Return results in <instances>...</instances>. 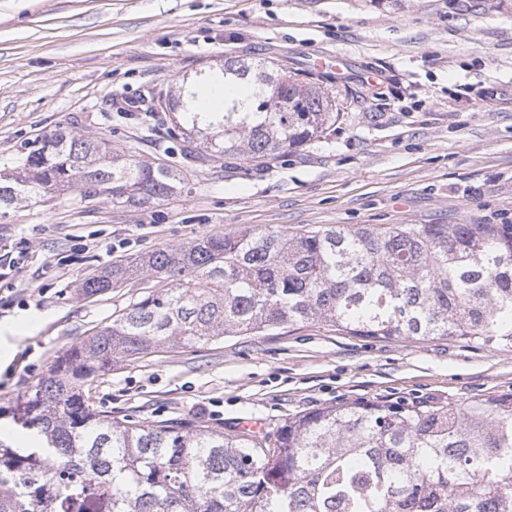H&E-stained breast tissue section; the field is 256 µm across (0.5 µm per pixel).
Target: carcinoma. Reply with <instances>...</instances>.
Wrapping results in <instances>:
<instances>
[{"instance_id": "obj_1", "label": "carcinoma", "mask_w": 512, "mask_h": 512, "mask_svg": "<svg viewBox=\"0 0 512 512\" xmlns=\"http://www.w3.org/2000/svg\"><path fill=\"white\" fill-rule=\"evenodd\" d=\"M215 71L144 111L173 114L182 158L275 157L336 123L335 97L262 62L218 69L249 107L197 112ZM184 172L112 150L67 126L0 173V208L76 189L150 207ZM167 282L59 356L16 408L35 448L0 444V512H512V393L448 403L357 399L296 414L258 436L112 417L93 392L118 355L138 358L320 321L356 336L512 350V224L245 227L92 274L86 297L137 273Z\"/></svg>"}]
</instances>
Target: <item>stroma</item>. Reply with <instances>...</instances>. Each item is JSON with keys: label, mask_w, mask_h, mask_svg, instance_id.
Returning a JSON list of instances; mask_svg holds the SVG:
<instances>
[{"label": "stroma", "mask_w": 512, "mask_h": 512, "mask_svg": "<svg viewBox=\"0 0 512 512\" xmlns=\"http://www.w3.org/2000/svg\"><path fill=\"white\" fill-rule=\"evenodd\" d=\"M332 91L318 140L262 160L205 158L160 205L79 192L11 207L0 237L32 245L0 290V424L58 355L138 299V276L87 298L89 274L233 234L336 224L512 223V0H0V168L59 125L174 164L168 112L142 97L228 57ZM85 236L90 253L72 251ZM512 392V351L354 336L306 323L116 357L96 398L143 424L235 434L356 399L445 402Z\"/></svg>", "instance_id": "obj_1"}]
</instances>
